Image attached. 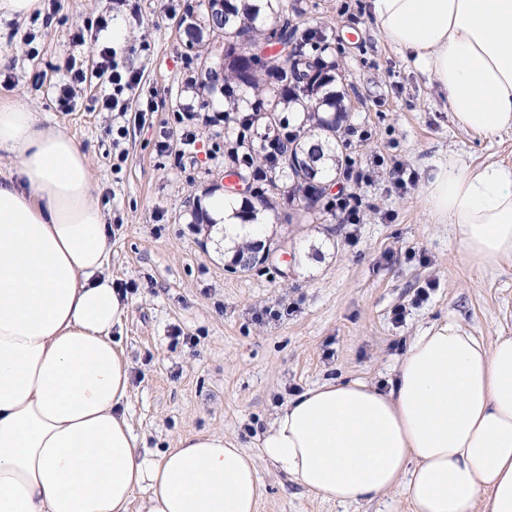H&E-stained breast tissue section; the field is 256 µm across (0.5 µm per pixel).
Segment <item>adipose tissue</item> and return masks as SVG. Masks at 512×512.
I'll list each match as a JSON object with an SVG mask.
<instances>
[{"label":"adipose tissue","instance_id":"obj_1","mask_svg":"<svg viewBox=\"0 0 512 512\" xmlns=\"http://www.w3.org/2000/svg\"><path fill=\"white\" fill-rule=\"evenodd\" d=\"M388 44L445 94L460 127L512 129V0H367ZM0 512H257L259 461L309 494L357 504L398 494L409 512H512V336L453 322L413 337L389 389L359 378L305 391L264 430L259 455L200 433L140 449L130 363L112 331L124 302L86 155L62 130L0 102ZM426 204L467 262L512 260V166L429 160ZM202 207L228 248L263 245L214 192Z\"/></svg>","mask_w":512,"mask_h":512}]
</instances>
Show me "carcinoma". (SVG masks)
<instances>
[{"instance_id": "obj_1", "label": "carcinoma", "mask_w": 512, "mask_h": 512, "mask_svg": "<svg viewBox=\"0 0 512 512\" xmlns=\"http://www.w3.org/2000/svg\"><path fill=\"white\" fill-rule=\"evenodd\" d=\"M297 2L264 0L260 7L255 0H198L197 9L187 10L178 26L185 48L208 54L213 68L224 74L222 86L205 83L203 87L211 94L220 92L224 121L236 124L243 137L242 151L247 156L239 159L234 175L252 185L255 192L235 211L243 224L255 220L257 209L273 208L275 196L291 200L302 190L292 184L281 185L276 179L288 156L296 157L312 173L316 193L318 184L345 174L352 164L349 155H339L334 148L349 132L338 108L341 95L333 90L336 61L330 59L329 52L336 50V36L322 27L300 28L290 18L304 13ZM277 23L282 24L285 40L296 41L320 55L321 70L316 75L307 77L280 54L268 67L249 71L247 60L238 51L240 40L248 47L264 48L270 45L267 32ZM243 87L251 89L254 101L249 114L241 116L238 92ZM285 112L301 113L304 120L293 128L283 116ZM261 125L278 135L288 134V151L274 157L264 145L254 144L251 132Z\"/></svg>"}]
</instances>
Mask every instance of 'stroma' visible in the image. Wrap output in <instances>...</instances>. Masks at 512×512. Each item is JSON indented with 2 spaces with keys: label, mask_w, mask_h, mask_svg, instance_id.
Here are the masks:
<instances>
[{
  "label": "stroma",
  "mask_w": 512,
  "mask_h": 512,
  "mask_svg": "<svg viewBox=\"0 0 512 512\" xmlns=\"http://www.w3.org/2000/svg\"><path fill=\"white\" fill-rule=\"evenodd\" d=\"M50 24L0 19V101L14 100L68 133L88 158L92 197L109 232L106 272L125 286L115 331L130 361L128 417L148 448L218 433L257 452L276 411L334 378L384 384L409 340L447 321L484 340L512 334V261L471 267L450 225L427 209L426 160L456 156L473 165H512V131L487 140L448 116L444 94L375 31L365 0H315L305 25L333 30L339 48L336 87L346 90L347 152L360 180L347 191L360 203L356 229L335 216L324 223L271 214L276 258L231 272L221 239L192 221L197 201L227 186L224 144L238 128L213 123L222 100L205 102L199 69L176 22L192 0H42ZM121 30V64L142 75L132 107L141 120L112 131L114 114L97 108L100 88L81 86L73 111L55 101L75 57L93 70L91 35L100 20ZM191 110L193 120L182 119ZM167 150H159V142ZM416 175L396 189L394 162ZM429 297L417 302L419 289ZM286 307L281 318L265 309ZM404 309L402 322L393 312ZM259 512H408L397 494L385 502L341 506L313 497L268 462H260Z\"/></svg>",
  "instance_id": "35a3bbf8"
}]
</instances>
